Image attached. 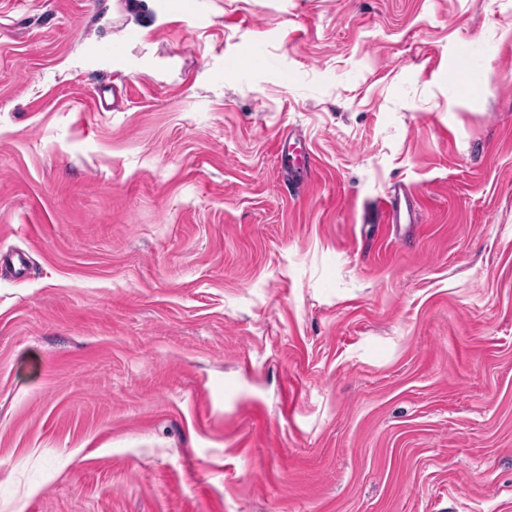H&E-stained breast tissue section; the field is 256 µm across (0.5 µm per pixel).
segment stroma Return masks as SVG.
<instances>
[{"label":"stroma","instance_id":"obj_1","mask_svg":"<svg viewBox=\"0 0 512 512\" xmlns=\"http://www.w3.org/2000/svg\"><path fill=\"white\" fill-rule=\"evenodd\" d=\"M0 512H512V0H0ZM386 224H411L413 220V202L402 188H394L383 200Z\"/></svg>","mask_w":512,"mask_h":512}]
</instances>
